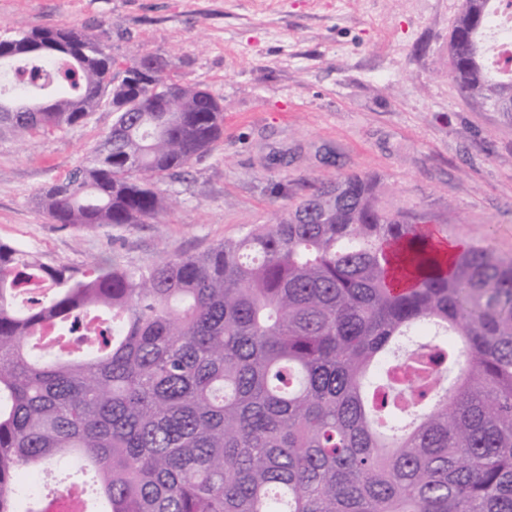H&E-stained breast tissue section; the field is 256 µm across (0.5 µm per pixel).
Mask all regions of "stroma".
<instances>
[{"label": "stroma", "instance_id": "1", "mask_svg": "<svg viewBox=\"0 0 512 512\" xmlns=\"http://www.w3.org/2000/svg\"><path fill=\"white\" fill-rule=\"evenodd\" d=\"M462 0H0V36L67 26L115 58L170 55L185 85L224 106V136L166 183L169 206L143 224L52 223L37 198L108 132L85 124L0 138V241L50 265L106 257L150 265L272 222L321 183L377 179L395 204L446 220L463 242L494 229L512 255V118L464 100L448 40Z\"/></svg>", "mask_w": 512, "mask_h": 512}]
</instances>
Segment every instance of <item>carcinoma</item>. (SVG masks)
<instances>
[{
  "label": "carcinoma",
  "mask_w": 512,
  "mask_h": 512,
  "mask_svg": "<svg viewBox=\"0 0 512 512\" xmlns=\"http://www.w3.org/2000/svg\"><path fill=\"white\" fill-rule=\"evenodd\" d=\"M493 2L464 0L449 74L512 112L479 42ZM135 59L151 81L116 80L74 27L0 37V135L116 112L40 195L55 224L157 218L162 185L224 134V106L173 58ZM31 101L44 111H8ZM493 236L446 254L429 213L348 174L148 267L52 266L0 242V512H54L58 490L18 505L16 476L70 456L97 512H512V256Z\"/></svg>",
  "instance_id": "cac0c4a2"
}]
</instances>
